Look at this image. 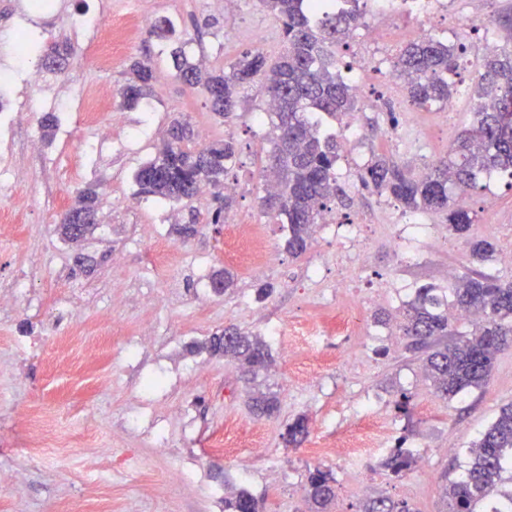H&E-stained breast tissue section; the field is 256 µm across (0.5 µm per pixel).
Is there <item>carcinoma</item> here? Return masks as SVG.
<instances>
[{
	"label": "carcinoma",
	"mask_w": 512,
	"mask_h": 512,
	"mask_svg": "<svg viewBox=\"0 0 512 512\" xmlns=\"http://www.w3.org/2000/svg\"><path fill=\"white\" fill-rule=\"evenodd\" d=\"M283 24L284 52L269 62L260 52H247L228 69L211 72L178 47L171 52L176 75L193 89L202 91L212 113L224 118L237 110L245 87L263 82L271 113L273 148L266 181L275 190L264 197L265 208L281 224L285 248L294 257L310 245L314 228L323 223L327 203L345 204L347 193L340 184L336 163L339 134L324 128V119L357 111L352 86L342 76L336 61V44L350 37L363 17L362 0H321L312 10L304 0H259ZM462 47L432 37L399 49L394 67L404 78L408 98L426 107L448 101L456 91L453 77ZM156 79L150 61L133 64L123 89L125 101L134 105L147 95ZM479 100L475 119L450 145L446 156L425 173L400 164L393 157L375 154L360 173L366 188L398 202L415 214L448 213V230L468 238L470 256L482 264L495 247L486 239L471 237L475 219L457 201L455 191L465 195L480 180L506 174L512 178V50L488 52L479 63L474 87ZM194 129L186 120L172 122L162 145L135 173L136 195L173 203H191L203 186L218 203L209 223H224L232 197L224 193V176L237 155L236 143L228 138L211 143L198 152L183 148ZM98 212V195L88 186L77 192L67 210L69 219L57 224L60 236L77 242L91 232L85 224ZM470 313L472 330L453 329L449 310ZM398 329L406 348L422 358V369L434 393L452 400L465 391L486 385L498 353L512 348V282L486 272L470 271L445 287L424 285L399 311ZM203 349L212 356L236 362L248 383H255L271 362L268 344L234 324L211 336ZM277 393L258 388L250 395L251 409L259 416H272L279 408ZM308 435V420L299 416L287 425L285 441L293 446ZM470 462L464 479L443 485L449 512H477L476 507L496 496L512 500L502 492L503 473L512 466V405L504 406L469 448ZM412 456L394 449L383 462L398 475L411 468ZM305 498L310 512H328L336 494L334 479L316 468L309 473ZM224 512H259L257 500L243 490L224 501ZM361 512H411L408 504L388 496L367 500Z\"/></svg>",
	"instance_id": "obj_1"
}]
</instances>
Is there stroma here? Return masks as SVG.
Segmentation results:
<instances>
[{"label":"stroma","mask_w":512,"mask_h":512,"mask_svg":"<svg viewBox=\"0 0 512 512\" xmlns=\"http://www.w3.org/2000/svg\"><path fill=\"white\" fill-rule=\"evenodd\" d=\"M134 10L151 22L176 20L177 38L216 71L243 52L272 60L283 47L280 21L259 0H55L49 11L30 0H0V73L43 66L17 53L20 31L35 32L44 46L75 48L38 91L69 99L66 128L46 138L39 113L25 115L9 167L13 185L0 193V212L13 214L12 223H0V512H224L225 500L243 490L261 512H308L304 486L317 468L335 480L332 512H358L371 494L406 501L413 512H443V481L462 479L469 446L512 403V349L497 354L486 386L451 401L433 393L398 328L375 325L373 316L397 311L419 286H444L469 270V243L449 233L444 214H430L422 221L437 235L401 255L395 241L405 233L404 213L363 187L359 174L377 153L414 168L446 155L473 120L485 28L512 46L501 22L512 15V0H444L433 18L434 38L468 47L448 112L414 105L403 84L386 80L400 47L415 39V20L400 15L378 24L373 4L364 6L362 29L379 26L378 41L355 32L336 47L342 74L359 85L351 115L359 136L337 164L350 201L333 205L329 225L316 229L298 258L260 206L272 149L268 126L255 121L266 102L262 85L246 89L224 120L175 76L171 42L141 32L111 66H98L97 43L107 33L96 19ZM146 57L157 68L151 94L122 108L129 68ZM89 87L121 110V125L105 114L85 120L78 103ZM180 115L194 129L186 149L230 138L239 150L226 176L239 186L232 208L223 223L200 224L186 240L176 225L188 223L193 209L207 215L211 197L173 207L136 197L133 182ZM35 137L38 153L26 148ZM90 184L99 194V225L77 246L61 239L56 222L76 189ZM467 199L474 236L492 241L498 254L511 249L512 178L491 177ZM352 223L361 227V266L337 235L339 225ZM243 227L266 246L262 274L238 247ZM224 268L235 286L219 294L211 277ZM343 275L348 286L340 292ZM264 280L274 291L260 302L255 286ZM339 315L352 320L349 332L286 349L292 326ZM229 324L270 347L272 363L259 381L280 397L274 417L252 415L237 363L203 348ZM403 393L404 412L395 406ZM299 416L307 417L309 434L295 447L283 435ZM372 421L390 427L389 445L418 449L432 480L414 469L393 476L378 456L365 473L347 468L336 455L338 437Z\"/></svg>","instance_id":"35a3bbf8"}]
</instances>
